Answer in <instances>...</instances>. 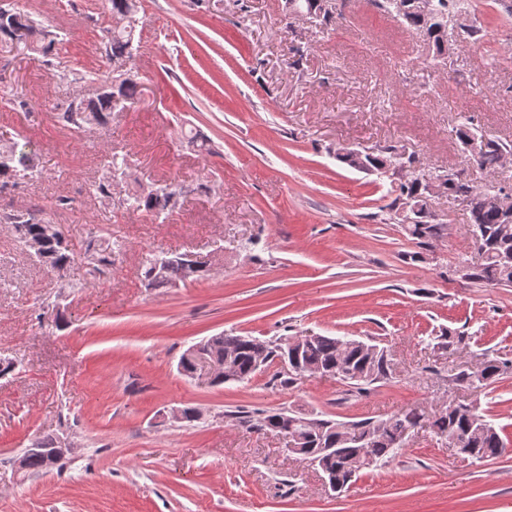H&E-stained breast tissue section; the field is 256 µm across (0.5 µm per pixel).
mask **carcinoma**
I'll return each mask as SVG.
<instances>
[{
  "label": "carcinoma",
  "instance_id": "1",
  "mask_svg": "<svg viewBox=\"0 0 512 512\" xmlns=\"http://www.w3.org/2000/svg\"><path fill=\"white\" fill-rule=\"evenodd\" d=\"M112 17L126 21L123 26H108L105 29V55L112 64L124 65V77L99 78L101 87L96 98L83 102L70 103L60 119L63 125L72 130H81L88 125H104L117 107L134 99L138 93V83L132 75L137 48L134 47V31L138 0H108ZM376 7L393 14L403 24L418 28L422 19L408 11L399 0H372ZM465 0H433V14L429 20V45L435 55L448 50V43L439 36V20L450 15H462ZM9 15H0V44L5 45L25 32L26 39L17 43L22 50H38L49 57L57 52L59 40L49 31L43 30L30 16L0 5V11ZM455 135L471 164L480 169L493 170L507 157H512V141L488 138L473 127L469 118L456 127ZM8 156V163L0 162V189L9 185L15 187L19 181L34 176V166L30 155L18 149L17 143L0 144V158ZM336 158L352 168L364 167L368 171L381 174L388 172L396 175L395 188L399 198L417 209L413 220L405 222L395 216L407 236L417 241L420 247H429L442 235L444 225L437 224L432 218V194L427 185L415 179H406L400 175L404 165L413 163L412 158L393 149L389 155H367L362 159L352 153H336ZM127 161L117 162L112 158L105 173L94 185L95 195L104 201L112 200V188L117 179L126 173ZM444 192L455 198L460 197L469 208L471 223L470 234L477 244V257L464 262L468 267L467 279L502 286L512 285V199L498 202L486 191H480L469 184L462 175L452 177L444 172ZM177 188L172 183L141 186L127 196V202L134 210L153 221L165 216L176 205ZM38 207L17 212L13 217V229L20 240L26 244L34 240L40 245V261L49 266L60 278H65L68 267L75 261V253L68 246L46 233L51 223L37 216ZM114 243L112 237L101 236L88 241L84 249V259L93 271L101 273L112 265ZM209 275V263L185 262L173 260L157 269L152 259L145 261L143 280L149 288H167L187 280L204 279ZM204 356L222 364L228 359L234 366L232 375H220L215 384L243 382L255 374L257 360L267 363L289 354L282 338L264 341L253 336H241L232 333L212 336L201 343ZM392 359L377 344L368 343L362 348L354 339H341L317 335L302 345L297 355L296 368L288 372V378L282 384L290 385L297 377L314 373L318 368L334 369L343 375V380L359 391L391 377ZM509 361L487 357L482 361V369H469L459 373L456 381L473 389H480L494 383L500 375L511 368ZM421 414L410 411L386 420L364 419L360 421H339L316 419L317 425L303 424L305 415L294 411H276L260 413L258 418L245 416L244 422L260 430H269L277 434L293 429L298 433L302 451L313 455L317 460V469L325 476L349 485L358 475L368 469L380 467L396 457L405 447L404 432L414 429ZM436 435L448 440V446L459 443L462 448L471 449L472 459L485 461L496 459L507 450L506 442L495 425L489 421L477 406L450 405L440 410L431 422Z\"/></svg>",
  "mask_w": 512,
  "mask_h": 512
}]
</instances>
